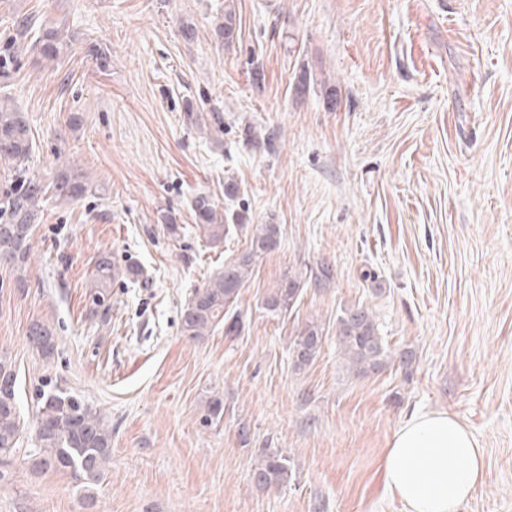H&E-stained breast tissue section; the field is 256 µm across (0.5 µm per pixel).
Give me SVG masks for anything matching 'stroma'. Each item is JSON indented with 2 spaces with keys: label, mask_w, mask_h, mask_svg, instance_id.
<instances>
[{
  "label": "stroma",
  "mask_w": 512,
  "mask_h": 512,
  "mask_svg": "<svg viewBox=\"0 0 512 512\" xmlns=\"http://www.w3.org/2000/svg\"><path fill=\"white\" fill-rule=\"evenodd\" d=\"M228 7L236 38L222 48L212 29ZM30 15L64 18L72 50L22 53L0 92L28 118L31 169L74 167L92 190L46 197L26 265H0V355L21 419L0 512H404L381 462L416 408L455 415L483 451L461 512H512V0H0V30ZM199 192L282 230L241 291L252 315L235 338L180 333L190 291L247 245L200 237ZM104 255L149 279L116 280L106 322L87 295ZM323 264L331 282L307 281L290 315L260 309L283 274ZM357 304L391 346L363 376L335 337ZM310 319L326 336L298 371L289 345ZM35 321L52 327L53 357L30 345ZM49 382L112 427L94 489L28 463ZM216 393L224 420L202 426ZM264 448L288 457L287 485L253 483Z\"/></svg>",
  "instance_id": "stroma-1"
}]
</instances>
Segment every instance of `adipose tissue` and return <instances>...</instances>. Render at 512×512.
<instances>
[{
  "label": "adipose tissue",
  "mask_w": 512,
  "mask_h": 512,
  "mask_svg": "<svg viewBox=\"0 0 512 512\" xmlns=\"http://www.w3.org/2000/svg\"><path fill=\"white\" fill-rule=\"evenodd\" d=\"M382 469L386 493L405 512H460L483 480L484 461L455 416L416 409L394 431Z\"/></svg>",
  "instance_id": "obj_1"
}]
</instances>
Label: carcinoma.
I'll list each match as a JSON object with an SVG mask.
<instances>
[{
	"mask_svg": "<svg viewBox=\"0 0 512 512\" xmlns=\"http://www.w3.org/2000/svg\"><path fill=\"white\" fill-rule=\"evenodd\" d=\"M33 35L31 46L49 59H56L69 48L64 25L55 19H21L15 33L3 38L0 53V76L7 77L24 49V40ZM214 38L226 47L235 39V15L228 10L214 27ZM33 149L27 118L9 95H0V163H5L9 183L0 191V264H24L31 250L34 224L41 219L40 203L47 194L65 202H76L90 191L83 175L60 169L50 182L30 169ZM191 216L202 237L217 245L238 230H248L249 242L236 257L195 289L180 312L181 332L201 338L215 329L224 328L227 336H239L248 324V312L239 305L240 290L248 282L254 264L261 256L274 251L280 243L277 224H246L244 214L224 210L219 213L210 196L199 193L191 199ZM94 287L88 297L90 314L109 320L112 309V281L115 272L107 258L98 261L93 272ZM305 281L303 273L284 276L278 286L264 295L260 308L272 317H284L295 308ZM324 335L322 325L311 319L297 326L289 354L295 369L303 370L319 352ZM28 340L43 357L53 356L54 334L50 326L34 322ZM336 340L346 369L360 376L376 371L390 356L389 345L382 336L372 310L364 306L348 307L336 317ZM0 456L10 455L20 439V409L16 391V373L12 363L0 356ZM224 419V400L210 397L204 405L200 422L203 426L219 424ZM35 450L30 454L36 470L66 471L86 487L99 482L111 459L112 427L102 413L66 390L54 386L40 389L34 423ZM292 475L288 459L275 451L263 449L251 478L262 488L282 487Z\"/></svg>",
	"mask_w": 512,
	"mask_h": 512,
	"instance_id": "1",
	"label": "carcinoma"
}]
</instances>
